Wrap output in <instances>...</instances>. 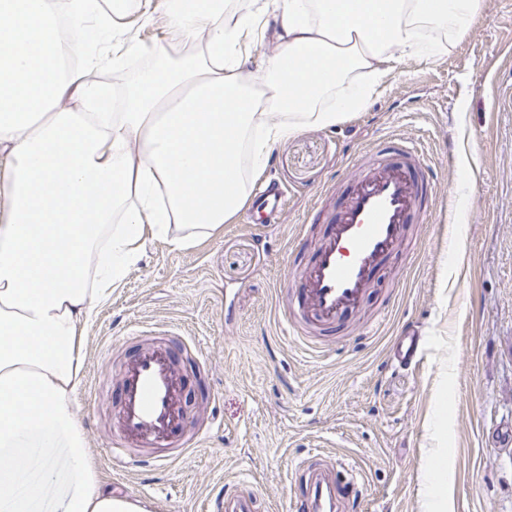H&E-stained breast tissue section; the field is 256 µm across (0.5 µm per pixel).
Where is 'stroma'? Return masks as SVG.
I'll return each instance as SVG.
<instances>
[{
    "label": "stroma",
    "instance_id": "obj_1",
    "mask_svg": "<svg viewBox=\"0 0 512 512\" xmlns=\"http://www.w3.org/2000/svg\"><path fill=\"white\" fill-rule=\"evenodd\" d=\"M511 95L512 0H488L448 52L403 60L362 111L275 148L260 176L288 190L281 222L242 209L185 250L149 239L88 327L77 411L101 481L152 512H213L239 489L253 512H297L309 470L326 464L355 483L344 512H424L418 477L436 445L455 512H512V112L497 108ZM384 135L424 149L434 215L414 225L363 309L307 346L287 330L278 285L327 231L314 219L322 192ZM456 222L468 231L455 273ZM155 325L204 354L181 376L187 426L208 431L169 465L131 468L111 458L118 396L96 399L91 382L116 377L132 353L108 355L109 341ZM408 331L425 351L401 367L390 347ZM439 375L448 426L436 443Z\"/></svg>",
    "mask_w": 512,
    "mask_h": 512
}]
</instances>
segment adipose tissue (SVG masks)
<instances>
[{
    "mask_svg": "<svg viewBox=\"0 0 512 512\" xmlns=\"http://www.w3.org/2000/svg\"><path fill=\"white\" fill-rule=\"evenodd\" d=\"M487 7L251 0L229 22L224 0H0V512H147L101 483L74 409L99 306L147 236H211L278 145L362 110L390 63L443 53ZM129 15L167 41L141 44ZM114 43L141 62L118 97L97 77ZM419 493L449 512L437 449Z\"/></svg>",
    "mask_w": 512,
    "mask_h": 512,
    "instance_id": "obj_1",
    "label": "adipose tissue"
}]
</instances>
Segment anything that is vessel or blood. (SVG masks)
Wrapping results in <instances>:
<instances>
[{
	"mask_svg": "<svg viewBox=\"0 0 512 512\" xmlns=\"http://www.w3.org/2000/svg\"><path fill=\"white\" fill-rule=\"evenodd\" d=\"M354 168L342 186L326 190L333 206L315 214L329 230L305 267L293 273L285 309L292 331L332 329L360 310L379 273L404 246L410 225L427 223L432 213L434 180L413 142L395 137L381 141ZM286 201L284 190L271 183L258 193L251 209L276 222ZM421 348L420 337L408 332L395 341L393 356L408 363ZM174 358L169 341L160 339L121 369L113 459L136 466L143 449L168 447L176 459L192 447ZM348 495V485L313 472L300 493V507L302 512H338Z\"/></svg>",
	"mask_w": 512,
	"mask_h": 512,
	"instance_id": "b4317fda",
	"label": "vessel or blood"
}]
</instances>
